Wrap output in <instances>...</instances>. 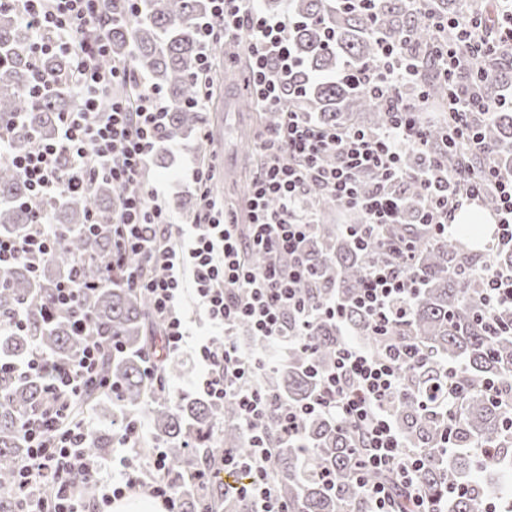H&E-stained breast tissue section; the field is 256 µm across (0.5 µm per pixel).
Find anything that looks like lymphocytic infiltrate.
<instances>
[{
  "label": "lymphocytic infiltrate",
  "instance_id": "f902f5d3",
  "mask_svg": "<svg viewBox=\"0 0 512 512\" xmlns=\"http://www.w3.org/2000/svg\"><path fill=\"white\" fill-rule=\"evenodd\" d=\"M0 1L30 28L37 54L70 57L69 79L79 98L76 111L60 114L54 140L34 142L19 155L0 150V161H7L24 178L27 206L34 216L25 236L0 234V268L49 258L61 233L46 219L48 206L64 193L81 192L98 178H109L122 188V199L111 224L92 221L87 229L93 235L109 233L107 271H122L128 285L152 303L158 331L144 371L148 378L160 379L164 362L185 349L190 325L183 302L185 295H193L213 335L194 350L206 370L199 388L213 403L231 401L237 407L247 445L241 451L224 450L221 461L227 468H247L249 478L240 491L252 502L253 512H289L268 479L274 453L266 427L273 416L281 439L296 443L302 439L304 423L315 416L331 418L349 431L355 440L357 487L370 512H395L389 485L377 479L381 473L396 475L409 489V512H431L417 482L423 461L416 452L404 451L391 412L392 400L403 392L401 367L419 355L417 346L393 342L389 336L393 325L407 320L409 302L419 286L410 271L412 249L401 244L377 260L355 297L370 319L375 342L345 338L341 305L333 300L313 303L299 291L300 284L312 277L306 243L316 214L308 195L312 187H319L342 208L361 215L360 223L343 225L344 234L366 243L378 240L384 226L399 216L400 199L393 187L404 177L402 157L409 149L428 159L413 177L423 191L420 223L430 237H451L456 211L490 192L497 201L494 238L498 246L512 249V171L491 161L475 175L462 167L448 169L434 156L417 104L400 94L415 70L413 63L403 61L400 40H389L382 56L359 78L389 105L388 125L380 130L345 125L325 129L284 102L288 73L298 66L289 38L290 17L266 15L260 0H210V16L196 29V107L205 108L211 99V45L244 34L252 59L254 101L259 108L280 110L281 121L259 136L263 166L249 187V223H237L211 196L214 169L205 164L192 170L199 209L181 223L163 204V189L145 181L167 118L161 90L143 81L135 99L115 93L131 77L126 63L108 59L107 29L120 22V14L108 0ZM485 108L483 99L471 92L457 91L449 99L453 136L465 149L484 148L470 115ZM64 157L70 161L66 171L60 167ZM366 174L373 178L367 192L360 188ZM254 253L266 255L267 263L254 267L249 261ZM476 274L488 316L512 308V271L485 264ZM85 289L80 279L66 278L55 304L56 312L69 315L77 335L85 340L80 359L51 365L38 350L30 358L33 366L51 367L52 381L45 414L21 424L29 452L18 467L23 496L17 512H89L90 503L77 483L81 476L100 487L103 504L139 488L162 499L167 512H179L176 488L165 478L164 448L156 446L143 455L134 450L144 429L142 415L130 419L122 442L130 453L120 459L113 476L105 473L106 461L84 454L90 433L86 424H60L87 381L101 369L104 346L90 332L83 307ZM321 321L335 323L344 339L332 364L321 373L318 393L305 403L291 404L263 388L260 378L266 360L262 353L239 345V326L248 325L252 335L267 343L307 350L309 333ZM46 480L56 487L49 498L35 492Z\"/></svg>",
  "mask_w": 512,
  "mask_h": 512
}]
</instances>
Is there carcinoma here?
Instances as JSON below:
<instances>
[{
    "mask_svg": "<svg viewBox=\"0 0 512 512\" xmlns=\"http://www.w3.org/2000/svg\"><path fill=\"white\" fill-rule=\"evenodd\" d=\"M288 10L296 22L290 30L292 47L301 69L288 76L286 104L306 112L325 127L338 123L358 126L359 115L372 114L370 127L389 122L388 109L363 86L343 81L340 71L348 66L358 70L370 66L389 38L403 43L405 54L416 64L415 80L406 84L402 96L410 101L424 94L426 105L439 113L428 126L429 139L448 165L464 167L478 174L486 157L453 145V121L448 111V84L477 90L488 101L505 99L512 89V68L503 64L508 53L496 51L479 70L460 64L455 75L445 79L433 56V34L427 16L455 26L452 34L478 25H492L493 10L464 11L462 0H427L418 8L410 0H378L370 10L352 8L345 0H289ZM209 12V0H139L134 18L112 27L108 33L112 57L127 59L136 70L152 77L165 94L168 120L162 143L187 142L204 122L203 110L193 106L198 95L195 80L199 45L197 22ZM336 33V49L325 46L326 35ZM68 60L44 56L34 60L28 29L14 12L0 9V132L14 153L25 152L34 141H50L57 135L58 113L70 112L77 100L63 83ZM36 72L56 82L55 90L43 97L30 95ZM485 145L503 169L512 170V107L476 115ZM423 165V156L409 152L404 157L408 176L396 187L402 210L395 224L384 228L383 240L362 249L343 236L334 224H319L309 241L308 254L318 273L317 284L299 286L312 301L336 298L343 305L344 321L350 332L373 341L366 313L354 303L369 266L384 254L385 247L407 239L413 242V270L420 288L410 304L406 323L392 332L399 340L418 345L425 357L402 372L406 393L393 404V415L407 445L428 455L420 473V486L435 512H480L488 498L487 489L476 479V471L501 467L512 471V436L504 429L505 415L486 391L494 383L512 390V313L497 318V334L490 335L481 284L472 278L451 274L471 262L483 260L500 270H512V250L498 248L485 259L474 250L480 240L481 216L473 219V230L461 239H430L419 228L422 199L411 173ZM121 190L98 182L86 194L66 193L49 205L47 216L65 231L57 249L32 270L20 261L0 269V492L3 508L16 509L13 494L17 465L27 456L28 442L20 432L26 417L46 407V386L51 373L28 370L26 362L37 347L48 362L74 360L84 348V339L73 333L70 321L59 316L50 321L44 309L54 306L57 284L79 266L81 278L92 284L86 292L93 333L103 342L115 339L121 350L105 351L101 376L88 381L81 398L73 404L75 414L91 406L110 417L111 428L91 435L85 452L99 457L118 441L131 414L152 401L149 419L152 439L167 449L168 476L176 479L181 512H252L253 504L237 491L245 473L229 470L228 482L221 478L218 447L241 448L244 430L236 423V406L216 405L206 398L183 395L172 402L161 396L159 384L150 382L142 359L150 347L147 331L154 327L149 298L129 288L120 271L112 272L100 284L110 254V241L94 237L85 226L93 218L99 224L112 223ZM29 191L20 174L0 165V230L18 232L32 223L25 202ZM22 316L26 330L11 329L9 321ZM313 351L292 347L280 357L262 385L295 404L308 400L316 391L312 368L323 370L334 359L340 336L331 322H322L310 332ZM459 363L448 376L446 363ZM460 392V418L448 434L453 450L440 449L444 402L448 391ZM427 397L422 409L416 397ZM267 439L275 448L271 473L290 512H367L355 483L351 459L352 438L336 428L331 419L318 416L306 421L302 440L311 451L304 452L280 439L275 422L267 426ZM480 441L488 454L480 459L469 454L471 444ZM335 485L324 483L325 475Z\"/></svg>",
    "mask_w": 512,
    "mask_h": 512,
    "instance_id": "1",
    "label": "carcinoma"
}]
</instances>
